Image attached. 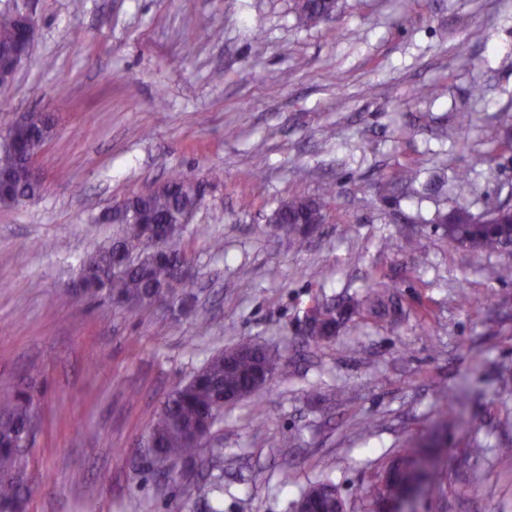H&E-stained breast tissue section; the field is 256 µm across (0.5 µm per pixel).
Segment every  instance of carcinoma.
I'll use <instances>...</instances> for the list:
<instances>
[{
  "label": "carcinoma",
  "mask_w": 512,
  "mask_h": 512,
  "mask_svg": "<svg viewBox=\"0 0 512 512\" xmlns=\"http://www.w3.org/2000/svg\"><path fill=\"white\" fill-rule=\"evenodd\" d=\"M335 0H294L295 16L299 24L306 26L319 15L332 9ZM19 4H8L0 9V66L7 74L16 72L23 60L12 58L5 51L12 49L18 41ZM46 117L33 114V123L28 127L13 128L8 139L20 145L39 147V136L45 127ZM8 176L11 197L20 201L35 196L39 186L31 180L28 170L17 161L14 151L0 143V174ZM187 178L173 176L151 195L139 200L135 212L120 225L112 241L101 247L81 263L80 280L85 288L82 295L93 299L102 293L113 297L134 310H146L147 296L165 292L175 306L182 305L183 289L186 285L179 274L185 262L180 250L172 241H167L168 253L160 259L153 254L154 242L138 227L144 221L153 227L156 236L167 237L174 225L191 217L198 210L200 199L186 185ZM498 215L488 221L473 213L464 205L453 207L455 215L443 225L448 243L476 253L512 254V206L506 203L495 206ZM325 204L316 198H293L288 200V213L308 218L324 215ZM280 230L288 235V241L301 249L306 243L303 224H282ZM336 318L350 321L354 317H375L390 323L397 322L398 309L393 287L375 281L361 297H350L337 305ZM236 348L247 351L234 366H224L220 354L213 355L187 382L177 386L167 397L152 424L149 439L157 448L161 461L172 465L200 463L206 460L198 455L199 446L195 435L200 417L214 409L224 394L243 399L257 393L253 383L258 370L274 376L285 372L283 356L261 347L248 337L239 339ZM460 396L450 391L448 399L439 407L441 423L456 417ZM34 410L30 394L24 390L0 393V474L9 473L14 478L0 479V512H26L30 488L23 478L28 476L27 457L16 450L26 423ZM423 445L410 442L396 454L413 468H404L388 483L382 481L386 467L373 470L366 488L369 505L380 498L398 499L411 493L427 475L428 457ZM214 484L207 480L195 485L196 499L208 504L210 512H221L213 504Z\"/></svg>",
  "instance_id": "1"
}]
</instances>
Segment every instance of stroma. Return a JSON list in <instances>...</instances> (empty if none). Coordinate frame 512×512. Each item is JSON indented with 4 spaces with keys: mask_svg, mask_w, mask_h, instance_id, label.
<instances>
[{
    "mask_svg": "<svg viewBox=\"0 0 512 512\" xmlns=\"http://www.w3.org/2000/svg\"><path fill=\"white\" fill-rule=\"evenodd\" d=\"M33 3L31 54L0 87V134L31 112L53 127L39 194L0 205V392L30 390L39 419L27 512H206L201 475L222 477L224 512H294L326 456L363 512L371 470L430 437L451 389L460 414L430 451L450 491L402 512H512V462L493 453L512 415V282L487 276L503 256L450 245L436 221L512 200V0H338L306 26L294 0ZM403 165L415 183L393 182ZM175 174L202 186L177 242L191 309L82 297L80 264L112 236L100 215ZM462 174L474 190L458 198ZM319 196L326 221L295 249L269 217ZM374 278L395 286L398 326L309 336L312 308ZM243 336L285 375L225 405L210 467L160 475L144 443L162 400Z\"/></svg>",
    "mask_w": 512,
    "mask_h": 512,
    "instance_id": "1",
    "label": "stroma"
}]
</instances>
